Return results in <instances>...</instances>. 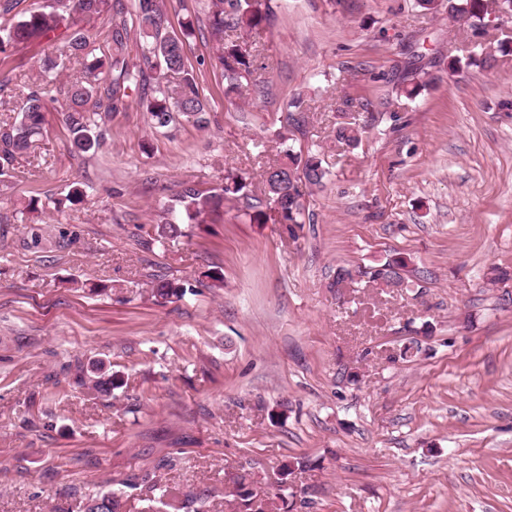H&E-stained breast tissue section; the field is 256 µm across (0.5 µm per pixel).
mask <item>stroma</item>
Here are the masks:
<instances>
[{"instance_id":"1","label":"stroma","mask_w":512,"mask_h":512,"mask_svg":"<svg viewBox=\"0 0 512 512\" xmlns=\"http://www.w3.org/2000/svg\"><path fill=\"white\" fill-rule=\"evenodd\" d=\"M271 5L252 36L261 92L227 97L217 43L193 38L206 125L154 128L134 97L78 154L53 103L36 158L0 181V512H78L113 478L140 512L147 472L235 512L225 474L264 483L300 459L293 512H512V21L474 35L413 0ZM467 45L490 63L430 68L396 97L410 55ZM45 51L17 45L0 71L33 83ZM21 84L0 89V123ZM295 97L296 139L330 172L313 223L293 237L229 211L146 249L183 184L233 171L261 193ZM352 120L353 149L335 138ZM396 254L408 287L331 288L337 267ZM157 276L191 288L158 303ZM96 359L122 385L87 400L69 379Z\"/></svg>"}]
</instances>
